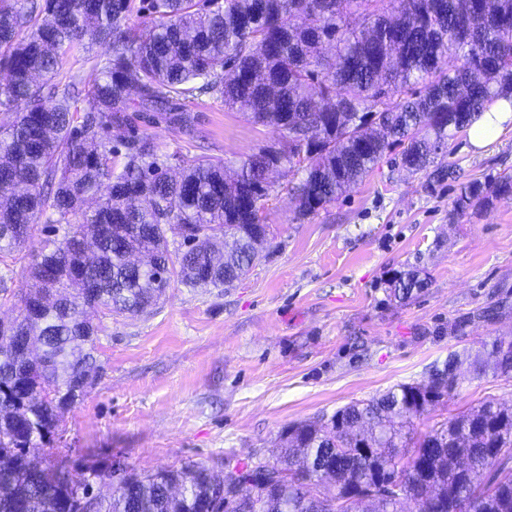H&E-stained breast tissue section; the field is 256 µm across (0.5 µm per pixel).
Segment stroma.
<instances>
[{
	"label": "stroma",
	"mask_w": 512,
	"mask_h": 512,
	"mask_svg": "<svg viewBox=\"0 0 512 512\" xmlns=\"http://www.w3.org/2000/svg\"><path fill=\"white\" fill-rule=\"evenodd\" d=\"M108 51L74 49L63 75L88 90ZM189 110L191 137L156 112L135 113L134 124L159 157L179 150L223 158L230 168L282 138L207 96ZM444 161L456 177L436 181L408 173L393 148L362 182L301 221L283 189L291 174L273 173L281 190L264 214L270 242L241 280L171 284L135 316L91 311L105 372L36 455L69 457L79 479L85 465L112 457L139 472L190 463L220 469L229 451L271 460L289 425L423 381L449 354L469 362L512 339V195L456 208L469 182L512 175V122L483 149L458 132ZM44 237L35 232L0 264L13 293L30 288ZM410 269L429 286L397 302L389 283ZM488 397L512 403V373L465 372L420 428Z\"/></svg>",
	"instance_id": "obj_1"
}]
</instances>
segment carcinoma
<instances>
[{"instance_id": "1", "label": "carcinoma", "mask_w": 512, "mask_h": 512, "mask_svg": "<svg viewBox=\"0 0 512 512\" xmlns=\"http://www.w3.org/2000/svg\"><path fill=\"white\" fill-rule=\"evenodd\" d=\"M0 0V263L46 219L50 233L31 270L34 290L0 322V512H224L227 474L199 464L136 472L120 463L112 496L89 499L112 465L87 466L77 482L64 460L31 449L51 442L65 410L100 376L97 327L88 310L136 315L171 282L219 288L252 266L268 235L254 229L269 174L303 172L292 186L302 220L358 184L394 145L402 166L442 180L448 139L493 104L512 106V0ZM151 17L130 23L134 10ZM107 43L100 78L78 114L75 87L56 81L75 48ZM452 57L451 71L441 67ZM139 107L208 94L282 140L249 154L239 171L224 159L179 151L159 162L153 140L112 144ZM512 194V176L472 183L458 209ZM188 228L170 249L172 225ZM428 281L399 274L390 296L405 302ZM41 315H29L39 300ZM17 332L41 352L24 358ZM448 355L427 380L399 384L289 427L276 465L277 495L259 486L237 512H350L349 488L366 485L365 512H512V406L488 397L412 437L415 421L459 385ZM475 371L512 372V341L473 360ZM317 476L312 488L301 481ZM391 482L394 489H382Z\"/></svg>"}]
</instances>
